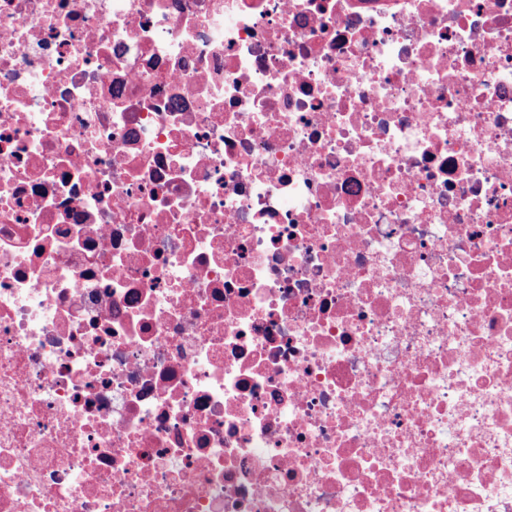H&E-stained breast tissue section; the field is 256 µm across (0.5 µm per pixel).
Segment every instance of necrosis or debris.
<instances>
[{
	"instance_id": "4bbe7bcc",
	"label": "necrosis or debris",
	"mask_w": 512,
	"mask_h": 512,
	"mask_svg": "<svg viewBox=\"0 0 512 512\" xmlns=\"http://www.w3.org/2000/svg\"><path fill=\"white\" fill-rule=\"evenodd\" d=\"M0 512H512V0H0Z\"/></svg>"
}]
</instances>
